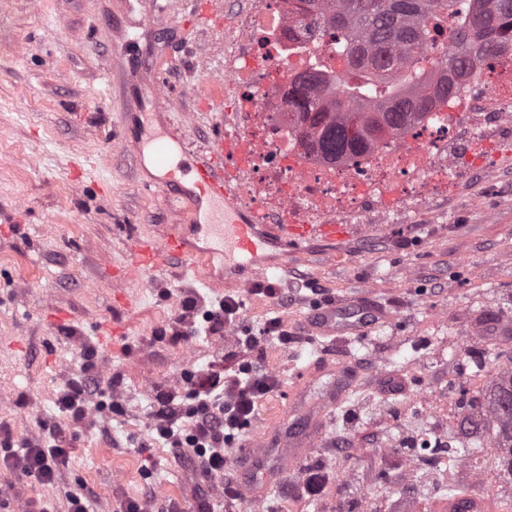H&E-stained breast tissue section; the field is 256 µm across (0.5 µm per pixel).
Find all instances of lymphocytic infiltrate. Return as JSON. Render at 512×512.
<instances>
[{"mask_svg":"<svg viewBox=\"0 0 512 512\" xmlns=\"http://www.w3.org/2000/svg\"><path fill=\"white\" fill-rule=\"evenodd\" d=\"M276 386V377L254 371L248 362L213 357L197 371L188 395L159 394V408L150 417L154 440L177 456L199 462L207 477L230 476L229 445ZM69 463L70 455L55 433L40 444L26 445L21 454L0 459L5 468L43 486L54 485Z\"/></svg>","mask_w":512,"mask_h":512,"instance_id":"obj_1","label":"lymphocytic infiltrate"}]
</instances>
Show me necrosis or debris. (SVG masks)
Listing matches in <instances>:
<instances>
[{"instance_id":"necrosis-or-debris-1","label":"necrosis or debris","mask_w":512,"mask_h":512,"mask_svg":"<svg viewBox=\"0 0 512 512\" xmlns=\"http://www.w3.org/2000/svg\"><path fill=\"white\" fill-rule=\"evenodd\" d=\"M293 0H254L229 39L224 87L235 98L233 165L249 206L262 218L328 224L392 210L404 199L445 188L455 179L461 145H479L488 127L512 131V40L473 62L471 73L448 88V101L433 105L405 131L358 155L329 164L305 142L285 96L294 77L318 68L345 80L358 78L339 50L343 33L326 25L314 38L293 36ZM248 62H241V53ZM426 451L412 453L411 473L477 463L454 438L436 441L421 427L415 435Z\"/></svg>"}]
</instances>
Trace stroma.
<instances>
[{
	"mask_svg": "<svg viewBox=\"0 0 512 512\" xmlns=\"http://www.w3.org/2000/svg\"><path fill=\"white\" fill-rule=\"evenodd\" d=\"M223 20L199 35L191 0H169L168 24L157 30L154 0H0V457L64 431L71 462L51 487L19 480L0 468V512H32L50 503L67 512L70 494L93 512H119L130 498L151 512H195L196 494L221 490L198 467L152 444L147 409L157 389L184 387L180 364H206L224 349L225 334H195L198 307L224 298L245 301L238 330L256 333L279 318L296 343H269L252 353L276 369V390L259 404L255 432H240L237 457L258 432L294 410L298 371L316 361L352 365L358 379L325 411L326 428L303 462L347 474L355 497L376 512H409L432 486L402 479L406 452L377 447L387 435L386 409L405 403L417 375L429 401L447 406L448 430L465 450L482 452L490 477L512 469L494 451L491 432L474 424L475 409L448 406V385L470 396L481 384L458 379L462 342L484 340L482 368L512 361V139L488 131L492 148L459 172L451 193L427 191L405 202L394 223L381 213L352 220L349 239L305 242L299 256L266 247L263 278L215 260L214 274L233 288H214L170 260L124 280L130 247L140 237L182 225L184 205L145 187L134 147L155 138L183 139L191 156L206 152L220 128L235 122L234 99L217 101L211 77L224 66V41L248 0H223ZM133 49H123L118 34ZM167 55L163 89L175 107L156 111L141 95L144 66ZM390 309L367 335L339 342L312 339L306 316L320 303L358 295ZM69 317L56 322L52 307ZM120 330L100 344L102 325ZM93 352L102 412L73 420L58 398ZM299 471L288 472L260 502V512H322L320 500L298 494Z\"/></svg>",
	"mask_w": 512,
	"mask_h": 512,
	"instance_id": "obj_1",
	"label": "stroma"
}]
</instances>
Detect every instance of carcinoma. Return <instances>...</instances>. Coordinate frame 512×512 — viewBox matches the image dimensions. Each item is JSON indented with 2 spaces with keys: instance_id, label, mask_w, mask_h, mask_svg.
<instances>
[{
  "instance_id": "carcinoma-1",
  "label": "carcinoma",
  "mask_w": 512,
  "mask_h": 512,
  "mask_svg": "<svg viewBox=\"0 0 512 512\" xmlns=\"http://www.w3.org/2000/svg\"><path fill=\"white\" fill-rule=\"evenodd\" d=\"M303 35L322 23L343 28L352 63L370 74L364 81L336 79V97L324 102L317 89L328 83L316 72L294 84L289 106L306 126V136L322 156L338 163L366 149L373 137L364 123L387 126L397 135L433 101L445 102L448 88L436 86L420 68L428 50H442L448 71L462 76L467 57L491 53L495 41L512 35V0H298ZM512 373L501 377L487 400L490 430L497 447L512 448Z\"/></svg>"
}]
</instances>
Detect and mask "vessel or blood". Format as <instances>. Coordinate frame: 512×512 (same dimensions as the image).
Listing matches in <instances>:
<instances>
[{
    "mask_svg": "<svg viewBox=\"0 0 512 512\" xmlns=\"http://www.w3.org/2000/svg\"><path fill=\"white\" fill-rule=\"evenodd\" d=\"M142 90L159 110L166 112L171 109L172 103L165 95L157 73L145 77ZM173 152V147L166 143L155 145L152 160L160 173L152 177L151 183L166 188L176 199L187 204L190 224L195 229L205 230L209 244L201 250L191 248L186 238L176 231L158 238L137 239L131 246L130 254L133 265L138 268L152 270L175 257L210 260L218 256L225 259L237 256L242 266L251 267L257 264L261 252L270 244L276 243L298 252L308 238L319 237L333 243L350 234L348 226L344 224H263L257 215L244 214L237 203L236 192L224 174L223 136H215L208 154L197 160L194 166L195 180L189 189L182 188L176 170L168 166ZM215 201L223 203L227 222L211 223L204 206ZM385 315L384 309L362 298L352 302L333 300L317 310L309 322V328L314 335L337 341L363 335L369 322ZM323 374L334 376L341 389L350 386L340 366L321 362L297 377L293 386L294 398H301L310 381ZM322 415V404H315L300 429L284 434L279 428H269L259 437L256 447L242 449L238 455L239 465L261 468L262 474L260 478L241 486V494L254 501L260 500L279 483L287 470L296 468L321 433Z\"/></svg>",
    "mask_w": 512,
    "mask_h": 512,
    "instance_id": "b4317fda",
    "label": "vessel or blood"
}]
</instances>
